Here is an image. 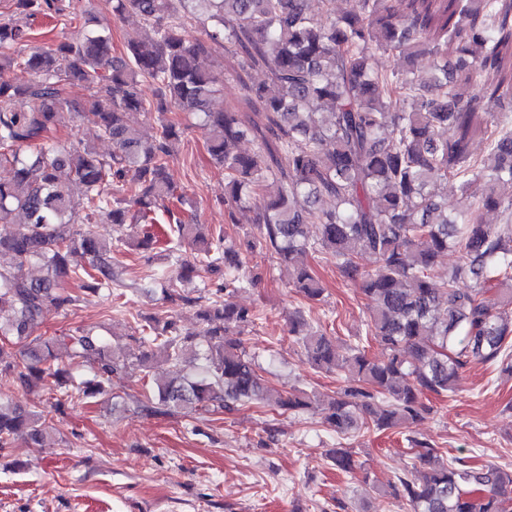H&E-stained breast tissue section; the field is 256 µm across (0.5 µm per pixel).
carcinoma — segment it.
<instances>
[{
  "instance_id": "obj_1",
  "label": "carcinoma",
  "mask_w": 512,
  "mask_h": 512,
  "mask_svg": "<svg viewBox=\"0 0 512 512\" xmlns=\"http://www.w3.org/2000/svg\"><path fill=\"white\" fill-rule=\"evenodd\" d=\"M309 2L113 0L116 19L143 21L118 54L108 36L79 26L80 0H12L0 12V71L30 75L21 85L0 83V165L13 170L0 182V259L8 258L0 263V380L40 389L49 403L34 410L0 397V453L20 433L43 443L57 432L50 411L106 395L112 379L135 371L143 386L136 407L148 417L262 403L282 414L309 407L303 390L272 394L243 347L254 314L234 296L256 285L255 274L217 283L209 297L165 291L172 302L198 307L201 330L169 315L149 317L134 362L92 327L34 335L45 310L77 306L76 291L110 296L121 283L112 260L120 246L82 225L128 224L129 240L148 251L155 237L140 225L156 223L160 211L174 222L169 257L180 279L200 269L237 271L244 253L261 248L308 301L325 292L306 263L310 253H331L341 277L359 283L381 356L358 344L342 355L303 310L289 318L313 368L357 375L328 402L325 422L338 435L417 423L431 411L423 398L455 392L472 363L512 373V193H503L512 190V0H406L403 10L395 0H354L341 15L335 0H321L318 17ZM200 15L210 30L192 43L187 24ZM37 18L70 35L25 52ZM214 45L231 56L254 116L210 110L220 82L205 65ZM381 51L405 65H378ZM424 55L432 72L419 76L415 63ZM256 69L265 79L247 82ZM474 71L487 81L471 95ZM20 98L28 110L16 108ZM175 111L199 116L210 157L224 169L228 218L234 224L235 211L254 210L257 233L231 242L190 215L175 216L170 204L191 206L168 174L184 134L167 118ZM130 112L155 118V134L146 138L130 125ZM64 118L91 126L61 149L52 131ZM249 136L258 142L251 153L240 148ZM475 136L488 141L486 155L470 153ZM102 139L112 142L106 157L94 147ZM449 180L463 198L451 210L436 194ZM129 182L138 191L127 198L121 190ZM324 197L331 206H318ZM488 211L502 223H483ZM310 224L318 226L314 238ZM185 244L198 246L199 264L184 259ZM450 250L458 262L437 282L436 260ZM363 254L374 260L370 271L357 261ZM33 264L42 276L27 275ZM467 280L472 288H458ZM490 290L497 292L492 306L484 300ZM62 352L86 363L90 375L76 380L59 362ZM158 358L179 371L150 375ZM408 442L421 475L398 478L392 491L409 512H512V470L468 457L444 463L433 444ZM327 457L338 471L357 469L346 448Z\"/></svg>"
}]
</instances>
